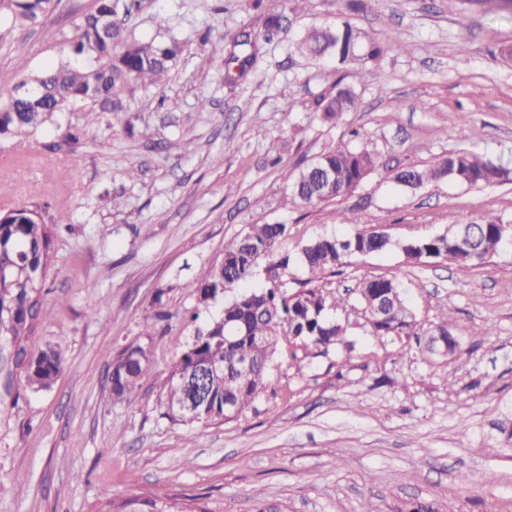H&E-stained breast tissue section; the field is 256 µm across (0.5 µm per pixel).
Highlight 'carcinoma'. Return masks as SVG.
<instances>
[{
    "instance_id": "cac0c4a2",
    "label": "carcinoma",
    "mask_w": 512,
    "mask_h": 512,
    "mask_svg": "<svg viewBox=\"0 0 512 512\" xmlns=\"http://www.w3.org/2000/svg\"><path fill=\"white\" fill-rule=\"evenodd\" d=\"M141 0H123L117 11L114 0H95L84 14L70 40L63 41L57 61L41 71H26V62L12 71L0 70V87L11 86L12 93L0 101V141L37 131L65 112H121L124 109L118 90L133 80L144 87L156 86L170 70L181 45L172 40L157 44L153 40L130 39L125 20L140 7ZM55 8L54 0H0V30H12L35 24ZM109 17L111 31L102 28ZM304 56L331 58L343 66L378 62L385 46L341 19L334 26H314L295 42ZM23 86L35 90L26 100L16 92ZM354 86L336 82L328 96L317 101L322 119L333 121L358 106ZM378 166L374 153L348 145L318 156L299 172L283 171L291 194L306 204L341 197L356 188ZM498 176V167L466 151L435 159L428 167L404 168L393 180L407 187L448 180L479 187ZM37 211L19 207L0 213V339L16 348L5 374L4 390L11 393L14 377L24 378L34 391L50 389L64 365L58 345L47 343L33 352L29 340L37 327L51 316L43 303L46 282L54 258L59 226L69 223L60 213L47 224L36 218ZM460 229L445 234L415 239L402 250L409 260L446 258L459 266L475 265L495 254L507 237L499 225L491 222L466 226L464 244H459ZM284 224H252L241 236L224 244L220 262L201 268L195 278L196 305L191 320L200 312L224 299V293L236 290L264 272L267 287L260 291H241L224 304L222 311L196 330L179 357L173 361L167 382L163 416L182 425H211L234 420L264 394L270 370L276 360L302 361L311 355L326 354L344 343V327L329 319L330 309L345 310L357 303L362 307L371 335L378 338L409 335L414 316L406 306L400 287L391 279L370 278L355 292L336 293L311 283L334 276L352 256H368L385 251L391 244L387 234L358 231L346 239L321 236L295 254L283 247ZM266 260L265 267L260 261ZM305 270L308 278L298 287L288 286L286 276L293 263ZM452 320L442 313L437 339L443 342L429 347L432 354H452L457 342L451 333ZM146 340L122 347L112 357L110 398L130 405L136 391L152 374L155 350L154 333L145 328ZM247 360L250 366L241 367ZM207 364L217 370L210 374L205 405L196 416L181 409L185 399L182 381L191 378ZM136 512H214L207 504L191 499L177 502L153 499L140 501Z\"/></svg>"
}]
</instances>
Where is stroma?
Wrapping results in <instances>:
<instances>
[{
    "mask_svg": "<svg viewBox=\"0 0 512 512\" xmlns=\"http://www.w3.org/2000/svg\"><path fill=\"white\" fill-rule=\"evenodd\" d=\"M362 3L350 22L389 49L360 69L294 47L307 27L333 22L342 0H142L129 36L182 43L167 81L125 86L124 112L71 113L78 143L54 124L0 143V210L71 215L47 280L52 316L30 343L58 344L65 366L47 392L16 379L17 407L0 406V512L174 497L206 498L214 512H512V451L494 424L495 410H512V245L469 268L402 251L458 224H512V60L501 55L512 46V0ZM91 5L59 0L42 23L9 32L0 69L19 58L44 67ZM280 12L287 32L263 39L266 17ZM244 31L258 37L256 57L230 78L224 60ZM340 80L356 87L358 107L322 121L316 102ZM347 142L373 151L379 168L345 196L294 199L283 168ZM457 151L504 176L478 188L390 179ZM349 211L357 223H342ZM267 223L286 225L293 251L322 235L385 232L390 248L350 258L332 286L394 280L415 333L379 339L360 310L336 313L349 348L277 362L278 396L221 425L171 423L160 392L196 329L194 278L222 259L225 241ZM444 311L458 347L432 358L420 344ZM149 324L153 376L139 402L112 403V357Z\"/></svg>",
    "mask_w": 512,
    "mask_h": 512,
    "instance_id": "1",
    "label": "stroma"
}]
</instances>
